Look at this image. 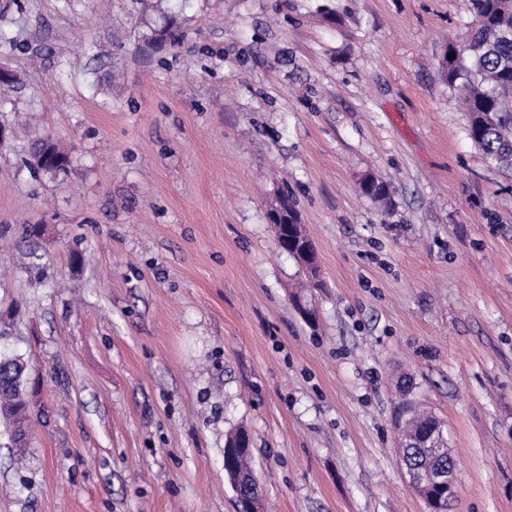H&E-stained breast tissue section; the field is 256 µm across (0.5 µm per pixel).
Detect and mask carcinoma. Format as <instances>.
I'll use <instances>...</instances> for the list:
<instances>
[{
	"label": "carcinoma",
	"instance_id": "carcinoma-1",
	"mask_svg": "<svg viewBox=\"0 0 512 512\" xmlns=\"http://www.w3.org/2000/svg\"><path fill=\"white\" fill-rule=\"evenodd\" d=\"M475 21L468 28L452 55L444 74L448 85L457 91L462 111L466 112L467 135L484 157L496 166L512 171V0H471ZM150 34L147 44L160 48L179 40L180 26L175 15L162 13L146 19ZM52 149V157L39 170L58 175L67 170L69 157L59 146L44 139L32 144L34 156ZM370 187L363 192L375 201L388 197L384 183L365 178ZM29 360L17 353L0 352V420L8 429L30 425L21 414L28 404ZM438 419L420 409L402 418L400 429L416 441L435 430ZM251 452L241 451L226 475L245 499L254 497L258 481L249 465ZM427 502L451 509L439 484H428L422 491Z\"/></svg>",
	"mask_w": 512,
	"mask_h": 512
}]
</instances>
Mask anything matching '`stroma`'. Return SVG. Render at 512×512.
<instances>
[{"label":"stroma","instance_id":"35a3bbf8","mask_svg":"<svg viewBox=\"0 0 512 512\" xmlns=\"http://www.w3.org/2000/svg\"><path fill=\"white\" fill-rule=\"evenodd\" d=\"M178 2L158 51L143 0L0 26V329L34 380L0 512H236L239 427L265 512H428L405 401L445 426L453 512H512V172L440 73L470 0ZM283 192L316 276L277 244ZM146 23L150 30V34L147 35V44L151 48H160L166 44L173 45L181 36L177 18L171 13H160L155 19L146 17ZM48 148L52 149V156L43 166L39 167L40 171L58 175L67 170L69 164V157L59 146L56 144H49L48 140L37 139L32 144L30 155H40Z\"/></svg>","mask_w":512,"mask_h":512}]
</instances>
